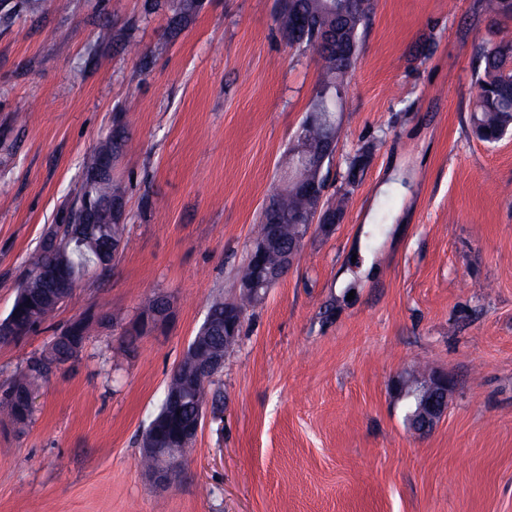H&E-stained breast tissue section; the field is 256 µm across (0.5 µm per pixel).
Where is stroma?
<instances>
[{
	"mask_svg": "<svg viewBox=\"0 0 512 512\" xmlns=\"http://www.w3.org/2000/svg\"><path fill=\"white\" fill-rule=\"evenodd\" d=\"M148 2L0 0V317L85 155L114 124L130 139L112 165L121 258L0 342V385L87 311L173 300L135 350L105 329L40 381L28 426L0 416V512H512V135L469 124L500 27L485 0H374L327 198L359 151L371 161L342 222L245 312L215 379L222 421L152 482L142 433L210 301L237 297L321 60L283 38L282 0H197L176 36ZM408 369L453 383L423 435L390 388Z\"/></svg>",
	"mask_w": 512,
	"mask_h": 512,
	"instance_id": "obj_1",
	"label": "stroma"
}]
</instances>
